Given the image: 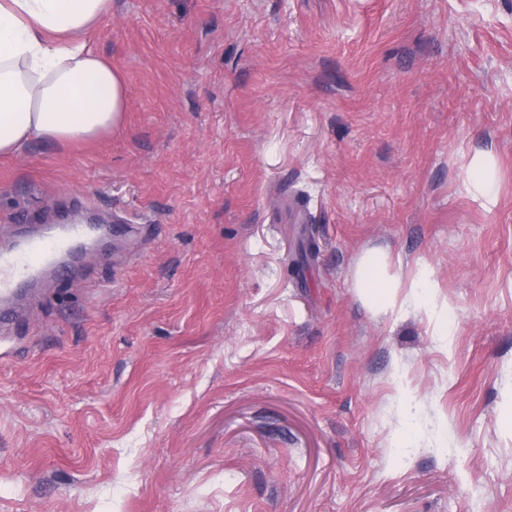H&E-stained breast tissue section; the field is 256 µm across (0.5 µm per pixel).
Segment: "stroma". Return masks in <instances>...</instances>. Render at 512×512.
<instances>
[{"label": "stroma", "instance_id": "1", "mask_svg": "<svg viewBox=\"0 0 512 512\" xmlns=\"http://www.w3.org/2000/svg\"><path fill=\"white\" fill-rule=\"evenodd\" d=\"M93 44L120 129L0 158V217L121 229L0 360V512H512V0H112ZM374 249L433 301L375 314ZM496 162L490 154H480L474 157L470 176L477 184L480 192L490 201L495 200L494 195V176Z\"/></svg>", "mask_w": 512, "mask_h": 512}]
</instances>
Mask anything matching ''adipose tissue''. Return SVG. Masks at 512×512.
Listing matches in <instances>:
<instances>
[{
    "label": "adipose tissue",
    "instance_id": "adipose-tissue-1",
    "mask_svg": "<svg viewBox=\"0 0 512 512\" xmlns=\"http://www.w3.org/2000/svg\"><path fill=\"white\" fill-rule=\"evenodd\" d=\"M112 0H0V156L29 144L67 145L112 132L128 105L124 77L90 45ZM355 286L378 313L403 282L390 256L367 253Z\"/></svg>",
    "mask_w": 512,
    "mask_h": 512
}]
</instances>
